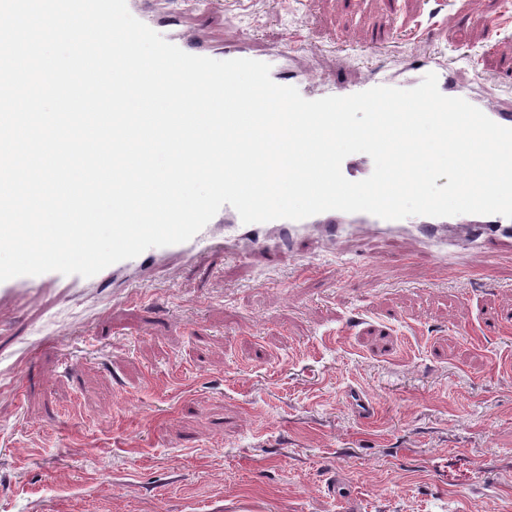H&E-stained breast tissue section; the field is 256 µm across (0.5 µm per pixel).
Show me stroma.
<instances>
[{
    "label": "stroma",
    "mask_w": 512,
    "mask_h": 512,
    "mask_svg": "<svg viewBox=\"0 0 512 512\" xmlns=\"http://www.w3.org/2000/svg\"><path fill=\"white\" fill-rule=\"evenodd\" d=\"M156 11L208 38L297 35L320 75L398 72L420 51L465 78L478 61L512 95V0ZM369 249L367 267L217 251L112 304L1 308L0 363L22 377L0 389V512H512V259L460 279L402 240Z\"/></svg>",
    "instance_id": "stroma-1"
}]
</instances>
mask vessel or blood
<instances>
[{
    "mask_svg": "<svg viewBox=\"0 0 512 512\" xmlns=\"http://www.w3.org/2000/svg\"><path fill=\"white\" fill-rule=\"evenodd\" d=\"M127 7L134 17L154 31L164 33L167 41L189 54L209 58L220 54L227 60L245 58L269 64L270 76L276 84L296 87L308 100L348 96L377 86L411 89L420 84L424 75L432 72L437 76L438 88L443 95L465 99L494 122L512 128V105H500L479 96L473 85L459 84L455 77L456 69L451 65L443 66L434 60L423 59L413 64L410 74L398 78L374 67L367 68L360 79L338 71L327 81L314 86L288 67L289 56L296 52V45L257 51L251 46V36L240 33L225 40L222 51L218 52L192 32H165L163 24L151 15L150 0H127ZM403 237L412 238L440 268L447 266L449 249L457 241L471 243L489 264L501 252L512 250V218L499 214L421 216L416 223L409 224L402 220H384L368 213L327 211L298 221L278 219L246 224L233 207L226 205L189 241L147 249L136 258L117 262L92 277L49 272L0 282V306L25 303L52 292L77 294L87 288L101 292L108 290L117 298L128 288L131 280H147L157 275L168 259H180L185 266L191 267L217 250L236 256L249 252L266 262L276 263L294 255L305 243H350L357 246L365 239Z\"/></svg>",
    "mask_w": 512,
    "mask_h": 512,
    "instance_id": "vessel-or-blood-1",
    "label": "vessel or blood"
}]
</instances>
